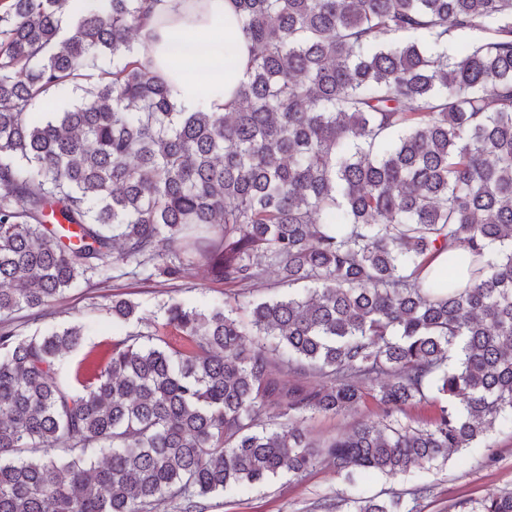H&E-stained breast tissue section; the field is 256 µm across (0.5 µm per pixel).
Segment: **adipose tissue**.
<instances>
[{
	"label": "adipose tissue",
	"mask_w": 512,
	"mask_h": 512,
	"mask_svg": "<svg viewBox=\"0 0 512 512\" xmlns=\"http://www.w3.org/2000/svg\"><path fill=\"white\" fill-rule=\"evenodd\" d=\"M240 26L230 0H158L148 57L186 110L205 102L226 111L250 56Z\"/></svg>",
	"instance_id": "ef3b65f1"
}]
</instances>
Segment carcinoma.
Here are the masks:
<instances>
[{"label":"carcinoma","mask_w":512,"mask_h":512,"mask_svg":"<svg viewBox=\"0 0 512 512\" xmlns=\"http://www.w3.org/2000/svg\"><path fill=\"white\" fill-rule=\"evenodd\" d=\"M232 2L247 78L185 112L134 44L154 0H0V316L114 271L234 289L112 298L146 330L67 377L85 325L1 321L0 512L196 509L325 461L396 478L512 421V0ZM270 270L288 293L251 298ZM368 398L382 420L310 440ZM470 512H512V488Z\"/></svg>","instance_id":"cac0c4a2"}]
</instances>
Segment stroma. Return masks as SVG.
Returning a JSON list of instances; mask_svg holds the SVG:
<instances>
[{"label":"stroma","mask_w":512,"mask_h":512,"mask_svg":"<svg viewBox=\"0 0 512 512\" xmlns=\"http://www.w3.org/2000/svg\"><path fill=\"white\" fill-rule=\"evenodd\" d=\"M230 289L198 271L181 281L160 284L133 277H120L96 288H75L49 307L40 320H32L27 312L15 314L13 324L20 333L62 328L73 323L87 326L80 350L71 353L60 366L68 374L73 361L103 341L136 330V321L113 322L106 307L112 297L119 296L152 310L163 301L174 298L185 304L209 308L229 298ZM380 412L373 401H365L344 415H319L309 423L315 441L351 430L358 423L375 420ZM495 463H488V456ZM431 486L429 495L418 501L419 512H470L473 500L485 498L512 487V423L500 426L490 437L472 447L452 454L448 462L429 470L416 469L406 476L391 480L378 474L360 476L348 484L330 468L320 466L303 478L280 475L260 487L240 489L205 500L203 512H322L326 503L347 497L394 493L409 495L419 486Z\"/></svg>","instance_id":"35a3bbf8"}]
</instances>
